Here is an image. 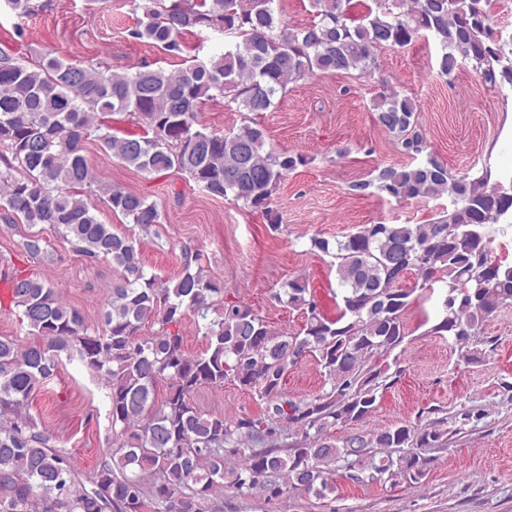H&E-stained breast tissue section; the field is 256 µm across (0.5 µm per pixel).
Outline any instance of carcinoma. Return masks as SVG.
I'll return each mask as SVG.
<instances>
[{
	"mask_svg": "<svg viewBox=\"0 0 512 512\" xmlns=\"http://www.w3.org/2000/svg\"><path fill=\"white\" fill-rule=\"evenodd\" d=\"M3 2L19 16L45 8L37 0ZM131 2L144 15L131 38L172 53L181 51L183 34L213 31L224 35V51L178 69L146 64L116 75L50 51L21 60L0 50V209L11 222L49 225L86 260L109 261L117 272L102 329L91 334L83 313L43 274L0 265V314L34 335L25 345L0 336V512H203L220 488L269 501L294 492L321 500L335 492L338 470L354 483H420L431 463L424 452L448 447L444 421H406L341 440L335 431L368 419L402 376L395 350L409 336L406 313L418 290L439 293L430 332L452 341L456 365L481 360L490 345L481 336L485 323L512 307V265L491 246L493 236L512 231V180H494L488 169L454 174L431 155L374 170L351 190L373 188L399 203L446 193L453 209L427 224L312 235L309 251L336 267V315L323 312L297 275L274 299L304 321L278 332L250 305L224 297V280L198 251L182 249L173 277L147 272L135 238L101 222L86 189L96 187L113 213L143 231L161 223L157 204L101 180L83 145L94 136L107 159L141 173L185 172L209 196L261 214L275 232L274 190L310 163L302 153L264 150L258 118L288 82L368 72L379 50L429 35L440 47L438 74L451 80L469 65L490 86L512 88V36L493 25L500 0H371L358 18L349 0H310L312 19L297 27L276 0ZM218 98L243 114L238 128L217 133L203 124L201 107ZM374 110L403 154L415 160L425 151L412 99L385 87ZM114 114L131 116L142 132H112ZM28 240L19 256L52 255L49 241ZM409 274L412 288L402 285ZM188 322L205 343L195 355L185 348ZM73 352L110 390L112 453L89 488L29 413L35 391ZM308 358L328 388L290 398L284 379ZM226 382L250 392L261 413L231 419L194 404L196 391Z\"/></svg>",
	"mask_w": 512,
	"mask_h": 512,
	"instance_id": "obj_1",
	"label": "carcinoma"
}]
</instances>
